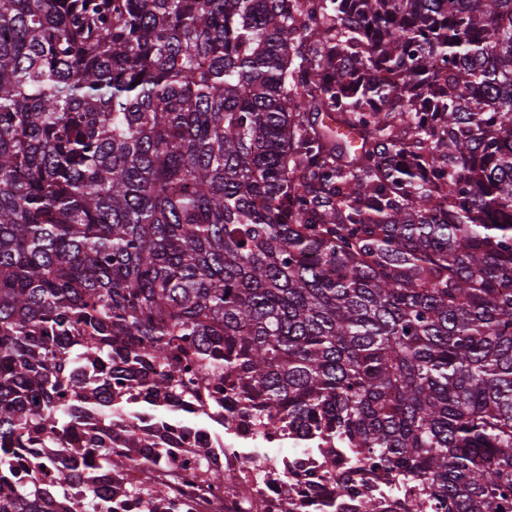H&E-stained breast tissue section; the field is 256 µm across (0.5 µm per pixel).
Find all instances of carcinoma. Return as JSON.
Instances as JSON below:
<instances>
[{"label": "carcinoma", "instance_id": "carcinoma-1", "mask_svg": "<svg viewBox=\"0 0 512 512\" xmlns=\"http://www.w3.org/2000/svg\"><path fill=\"white\" fill-rule=\"evenodd\" d=\"M183 360L512 512V0H0V449Z\"/></svg>", "mask_w": 512, "mask_h": 512}]
</instances>
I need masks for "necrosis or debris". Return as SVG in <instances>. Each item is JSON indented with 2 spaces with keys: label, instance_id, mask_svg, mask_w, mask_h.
Returning a JSON list of instances; mask_svg holds the SVG:
<instances>
[{
  "label": "necrosis or debris",
  "instance_id": "necrosis-or-debris-1",
  "mask_svg": "<svg viewBox=\"0 0 512 512\" xmlns=\"http://www.w3.org/2000/svg\"><path fill=\"white\" fill-rule=\"evenodd\" d=\"M92 436L111 445V469L103 468L98 449L88 447ZM131 436L149 443L135 457L124 448ZM23 441L0 453V499L29 488L48 493L56 512H250L257 501L270 512H322L327 499L331 512H364L360 486L376 512H414L424 496L422 486L399 482L367 452L316 434L299 436L276 418L255 426L241 403L220 401L215 393L186 391L162 405L140 388H116L111 408L85 404L75 432H29ZM64 466L79 482L57 485L54 473ZM346 474L349 493L335 495L333 482ZM91 482L99 494L90 505L85 486ZM159 486L166 495L156 494Z\"/></svg>",
  "mask_w": 512,
  "mask_h": 512
}]
</instances>
